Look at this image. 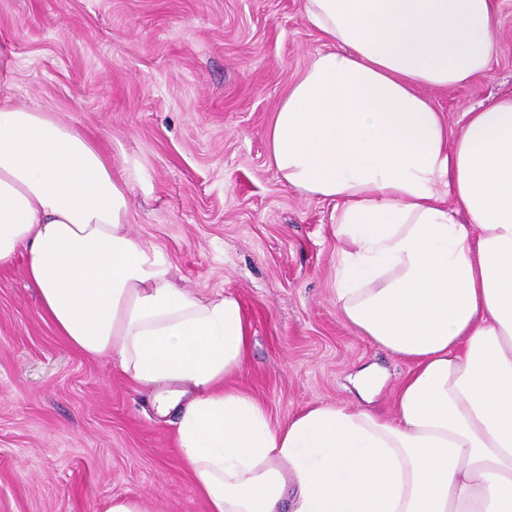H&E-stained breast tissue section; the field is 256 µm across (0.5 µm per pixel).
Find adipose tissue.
<instances>
[{
    "label": "adipose tissue",
    "instance_id": "1",
    "mask_svg": "<svg viewBox=\"0 0 512 512\" xmlns=\"http://www.w3.org/2000/svg\"><path fill=\"white\" fill-rule=\"evenodd\" d=\"M332 44L268 131L298 193L333 201L336 304L411 363L393 415L316 405L271 424L230 380L239 300L177 287L128 229L132 186L74 124L0 101V266L59 336L177 412L208 512H512V97L451 131L426 97L486 75L499 0H306ZM447 196H440V186Z\"/></svg>",
    "mask_w": 512,
    "mask_h": 512
}]
</instances>
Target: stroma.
<instances>
[{
  "label": "stroma",
  "instance_id": "35a3bbf8",
  "mask_svg": "<svg viewBox=\"0 0 512 512\" xmlns=\"http://www.w3.org/2000/svg\"><path fill=\"white\" fill-rule=\"evenodd\" d=\"M305 0H0L10 73L0 97L78 126L116 175L137 172L129 230L165 255L175 283L235 295L250 326L233 382L283 423L316 404L389 415L412 368L336 305L331 202L278 177L267 131L312 53L328 49ZM512 96V0L486 75L429 97L451 130ZM206 512L176 446L174 416L116 360L71 348L42 312L23 258L0 268V512Z\"/></svg>",
  "mask_w": 512,
  "mask_h": 512
}]
</instances>
